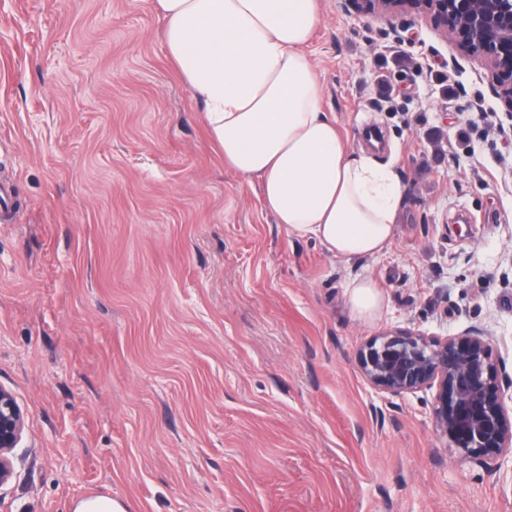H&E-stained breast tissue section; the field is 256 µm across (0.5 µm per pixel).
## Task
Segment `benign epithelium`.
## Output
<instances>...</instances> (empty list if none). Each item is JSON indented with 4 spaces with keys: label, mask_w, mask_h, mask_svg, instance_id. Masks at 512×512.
I'll return each instance as SVG.
<instances>
[{
    "label": "benign epithelium",
    "mask_w": 512,
    "mask_h": 512,
    "mask_svg": "<svg viewBox=\"0 0 512 512\" xmlns=\"http://www.w3.org/2000/svg\"><path fill=\"white\" fill-rule=\"evenodd\" d=\"M357 14L389 25L407 16H428L457 52L490 73V89L512 119V0H348ZM370 387L392 396L432 393L438 436L465 458L499 470L512 457V415L488 337L469 330L435 339L421 331L391 329L370 337L357 353ZM14 394L0 386V487L14 478L16 448L25 432Z\"/></svg>",
    "instance_id": "7a95c632"
}]
</instances>
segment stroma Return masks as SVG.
I'll return each instance as SVG.
<instances>
[{
  "instance_id": "obj_1",
  "label": "stroma",
  "mask_w": 512,
  "mask_h": 512,
  "mask_svg": "<svg viewBox=\"0 0 512 512\" xmlns=\"http://www.w3.org/2000/svg\"><path fill=\"white\" fill-rule=\"evenodd\" d=\"M322 10L324 107L405 184L391 247L353 265L224 167L151 0H0V386L27 421L0 512H512V466L459 457L430 394L357 363L393 327L481 330L512 408V119L429 20ZM344 289L353 318L371 324L382 317L387 300L383 288L374 277L357 275ZM71 512H129L125 502L105 494H92L73 501Z\"/></svg>"
}]
</instances>
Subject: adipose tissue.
<instances>
[{
    "instance_id": "ef3b65f1",
    "label": "adipose tissue",
    "mask_w": 512,
    "mask_h": 512,
    "mask_svg": "<svg viewBox=\"0 0 512 512\" xmlns=\"http://www.w3.org/2000/svg\"><path fill=\"white\" fill-rule=\"evenodd\" d=\"M167 56L201 107L225 165L260 181L265 209L289 234L351 262L391 245L403 203L394 162L349 149L326 112L307 47L320 0H153ZM353 318L387 305L374 277L345 288Z\"/></svg>"
}]
</instances>
